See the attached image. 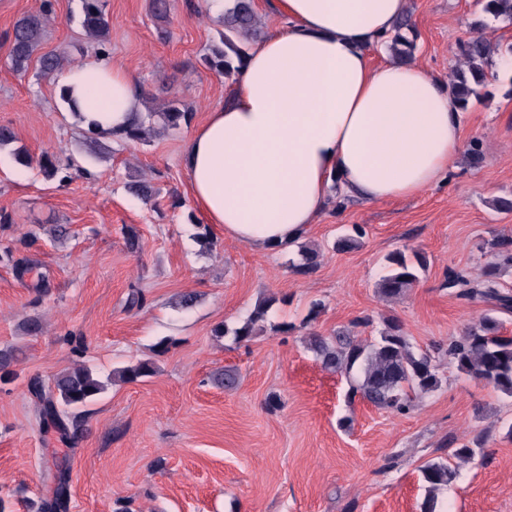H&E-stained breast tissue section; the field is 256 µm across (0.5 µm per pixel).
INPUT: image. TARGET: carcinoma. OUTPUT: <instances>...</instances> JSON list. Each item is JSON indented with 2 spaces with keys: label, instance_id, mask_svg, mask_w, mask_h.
<instances>
[{
  "label": "carcinoma",
  "instance_id": "1",
  "mask_svg": "<svg viewBox=\"0 0 512 512\" xmlns=\"http://www.w3.org/2000/svg\"><path fill=\"white\" fill-rule=\"evenodd\" d=\"M484 12L493 19L512 21V0H485ZM54 17L52 0H42L39 9L20 18L10 35L8 58L11 67L24 73L32 62H37L40 72L53 76L61 72L63 62L54 53L41 52V38ZM83 28L93 38L100 53H105L109 35L106 0H83ZM410 27L409 19L401 18L386 42L389 51L401 59L412 56L415 44L403 30ZM259 36V20L254 0H233L232 7L224 12V33L220 44L212 46L206 56L209 68L224 76V82L233 85L246 56L249 45ZM461 62L452 72L449 89L465 108L471 98L478 96L488 80L487 67L493 54L500 51V44L493 43L478 28L458 44ZM193 113L173 98L157 109L112 136L126 142L138 143L146 139L153 121L167 129L189 125ZM128 193L148 200L153 187L146 180L132 181L125 185ZM364 235L355 224L351 231L335 242L338 248H351ZM492 260L481 268V281L474 282L462 271L449 270L448 289L472 304L488 306L480 320L468 326L463 335L444 347L416 349L404 336L395 320H389L372 341H358L350 333L339 331L326 338L317 334L308 336L307 345L324 370L344 376L349 383L350 395H360L375 406L396 414H406L413 408V395L438 388L442 382L440 369L443 361L456 367L476 381L512 397V336L501 332L496 313L512 309V295L497 288V279L503 268L512 266V238L497 236L489 242ZM319 251L303 247L302 262L295 266L297 273L308 275L318 266ZM387 273L378 283L379 295L393 301L402 298L419 279V272L426 269L427 261L421 256L410 260L397 251L387 256ZM270 303H258L247 320L239 327L224 330L232 334L236 343L250 340L264 328ZM18 359L17 350H0V380L13 375L11 366ZM156 372L151 360H140L112 372L109 380L124 383L139 382ZM106 384L87 365L66 370L56 376L51 384L34 377L28 391L40 409V418L46 429H52L65 445H72L78 420L86 408L105 390ZM484 439L476 437L456 448L446 459L430 460L421 467V480L425 497L421 512H439L438 493L449 486L458 474V463H465L484 456ZM69 471L63 467L54 473V493L40 498L36 512H69Z\"/></svg>",
  "mask_w": 512,
  "mask_h": 512
}]
</instances>
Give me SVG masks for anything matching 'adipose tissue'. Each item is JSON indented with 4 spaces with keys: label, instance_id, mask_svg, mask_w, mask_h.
<instances>
[{
    "label": "adipose tissue",
    "instance_id": "obj_1",
    "mask_svg": "<svg viewBox=\"0 0 512 512\" xmlns=\"http://www.w3.org/2000/svg\"><path fill=\"white\" fill-rule=\"evenodd\" d=\"M407 0H277L282 24L251 44L223 106L192 132L183 169L225 239L285 250L332 187L385 203L445 182L465 114L417 63L372 60ZM65 107L103 136L136 119L130 74L104 58L70 68Z\"/></svg>",
    "mask_w": 512,
    "mask_h": 512
}]
</instances>
